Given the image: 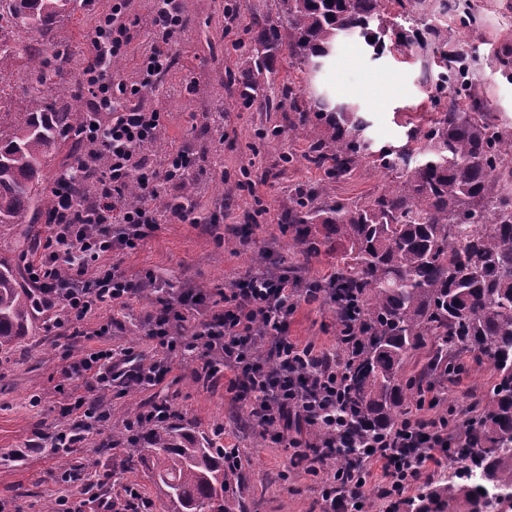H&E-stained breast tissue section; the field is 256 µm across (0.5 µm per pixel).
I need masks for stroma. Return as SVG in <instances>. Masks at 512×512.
<instances>
[{
	"label": "stroma",
	"instance_id": "obj_1",
	"mask_svg": "<svg viewBox=\"0 0 512 512\" xmlns=\"http://www.w3.org/2000/svg\"><path fill=\"white\" fill-rule=\"evenodd\" d=\"M476 17L467 28L448 24V48L457 50L472 43L475 52L468 62L467 80L475 94L483 98L500 124L512 132V0H468ZM188 20L185 37L173 47L178 63L160 88L146 96L144 106H158L164 114L163 130L171 146L200 152L201 141L193 130L205 122L188 88L207 85L213 96L231 100L233 86L225 73L234 68L243 51L241 39L254 19L283 23L282 0H180ZM112 0H97V9L75 10L57 23L47 37L50 50L69 49L89 55V36L100 13L110 10ZM235 10L237 23H228L225 10ZM350 60L349 89H341L334 77L336 64ZM439 66L431 51L412 47L406 53L393 50L374 52L363 39H341L329 63L317 74L301 70L294 60L281 57L278 74L269 94L278 99L282 88L294 84L306 91H321L339 101L358 107L367 120V134L375 147H402L411 127L424 128L435 115L432 99L440 93ZM385 75L396 93L378 95L363 86L366 75ZM4 89L11 111H24L37 84L24 58L17 57L6 67ZM289 107L264 112L231 108L224 113V143L219 159H205L200 183L208 190L200 199L197 223H165L143 246L117 250L107 264L117 265L136 278L152 272L167 281L173 290L192 288L210 294L228 288L246 271L254 269V256L268 252L297 268L304 278H324L336 270L337 252L329 249L319 257L305 260L288 250V236L280 224L292 192L301 184L323 178L322 170L303 161L291 165L285 158L300 156L302 140L288 129ZM278 128L279 137L261 149H254L253 134L260 128ZM389 182L371 161H364L346 178L337 182L336 196L357 200L379 193ZM262 201L264 212L251 227L247 243L236 234L254 201ZM223 215L220 226H210L212 216ZM151 306L143 300L129 310L111 317L103 310L85 321L90 336H75L70 330L44 328L11 351L0 354V505L6 512H43L45 503L67 496L79 502L95 496L112 500L115 512H133L127 505L126 486L138 488L143 500L154 498V488L143 471L129 468L127 449L102 451V434H91L80 447L62 455L47 448L32 447L42 433L70 422L67 396L71 385L63 368L83 351L109 346L151 353L154 340L142 324ZM109 324L107 335H96L101 324ZM288 335L297 341H312L324 348L336 344V330L328 307L300 305L288 324ZM494 379L490 363L469 367L459 377L438 383L442 407L470 406L481 411L479 396ZM169 399L179 419L197 435L212 438L215 428H223L225 447L237 449L245 477L240 490L245 512H321L315 477L305 465L291 464L282 444L262 437L249 410L235 403L224 387L210 388L198 381L189 364L176 365L155 389L116 385L107 399L113 415H121L131 402L148 408L155 397ZM80 472L110 470L108 485L89 490L61 483L62 468Z\"/></svg>",
	"mask_w": 512,
	"mask_h": 512
}]
</instances>
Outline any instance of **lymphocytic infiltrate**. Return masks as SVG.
Listing matches in <instances>:
<instances>
[{
	"mask_svg": "<svg viewBox=\"0 0 512 512\" xmlns=\"http://www.w3.org/2000/svg\"><path fill=\"white\" fill-rule=\"evenodd\" d=\"M134 25L129 0H112L110 11L98 19L81 89L91 96L94 111L108 113L110 119L85 127L86 150L80 158L84 169L95 171L98 193L78 201L69 179L57 178L45 239L37 261L28 267L31 280L59 304L61 325L73 329L98 309L124 312L148 289L158 287L153 274L136 279L100 268L98 262L114 250L140 247L159 228L154 195L163 189L172 196L181 187L171 167H155L140 149L163 126L160 109L142 106L141 100L172 67L167 46L180 39L187 26L175 0H160L151 27L156 42L139 58L137 82L128 84L113 79L107 62L127 54ZM133 176L141 179L146 200L119 208ZM326 301L324 291L303 287L287 272L269 268L246 272L235 288L222 294L220 303L203 309L189 291L172 300L160 298L159 309L145 317L148 334L156 341L152 356L103 347L72 360L64 376L81 382L86 392L77 397L71 422L40 435L38 447L73 448L91 430L104 427L110 407L102 392L113 381L153 387L172 371V352L186 359L201 352L206 359L195 370L198 379L216 384L219 375L211 361L222 360L232 373L227 390L234 400L248 405L261 426H274L291 460L307 462L308 473L319 482L323 512H361L366 476L376 464L383 472L378 494L405 498L429 464L447 459L466 421L455 409L439 411L440 400L433 392L426 401L433 417H407L388 438L373 445L358 463L361 478H350L349 467L332 464L330 454L316 450L312 433L336 426L342 367L335 350L299 344L288 335V319L299 303ZM193 309L202 319L186 340L185 313ZM258 350L263 360L255 359Z\"/></svg>",
	"mask_w": 512,
	"mask_h": 512,
	"instance_id": "1",
	"label": "lymphocytic infiltrate"
}]
</instances>
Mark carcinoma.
Returning <instances> with one entry per match:
<instances>
[{
    "instance_id": "cac0c4a2",
    "label": "carcinoma",
    "mask_w": 512,
    "mask_h": 512,
    "mask_svg": "<svg viewBox=\"0 0 512 512\" xmlns=\"http://www.w3.org/2000/svg\"><path fill=\"white\" fill-rule=\"evenodd\" d=\"M76 0H0V72L21 45L27 67L40 73L24 112L0 111V227L28 225L10 248L0 251V350L32 335L51 310L42 289L18 280L19 261L37 253L29 226L47 216L53 193L45 168L64 146L77 151L87 124L79 107L55 106L72 96L68 70L88 59L68 50L51 64L35 35H44L73 11ZM288 41L280 26L255 30L247 56L227 74L241 110L271 109L265 93L283 50L316 73L334 42L356 34L372 46L392 32L396 42L432 46L440 55L441 83L454 84L458 98L440 108L426 131L415 129L399 148L375 149L368 127L347 103L314 93L299 104L297 89L283 88L293 116L289 130L305 141L301 158L323 170L315 184L295 188L281 224L288 249L310 260L336 244L341 250L336 281L329 286L336 335L354 332L336 356L345 367L340 410L348 428L339 461L345 463L391 434L419 400L432 375L456 376L455 358L488 360L496 378L470 431L457 441L448 461L454 471L431 480L407 500L405 512L428 500L439 512H472L479 482L465 474L468 463L490 469L502 493L512 494V136L502 131L465 81L466 62L443 47L448 30L430 23L403 30L387 25L384 0H283ZM393 174L379 193L351 202L331 195L332 185L361 161ZM185 192L155 199L162 213L197 208L194 173L183 172ZM431 343L426 368L405 375L409 353ZM112 444L130 448L129 467L140 465L166 512H243L235 489L240 466L224 462L212 443L186 426L146 422L137 433L112 428Z\"/></svg>"
}]
</instances>
